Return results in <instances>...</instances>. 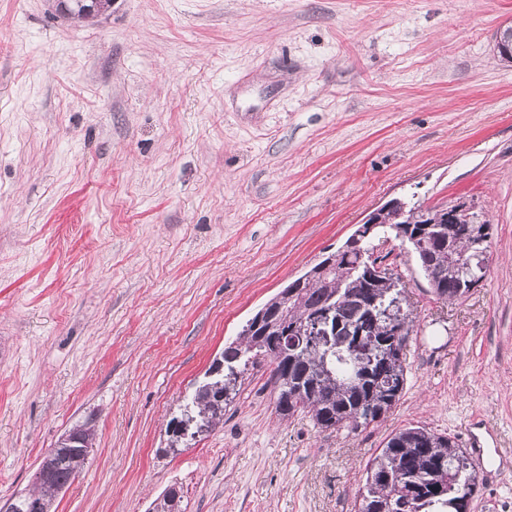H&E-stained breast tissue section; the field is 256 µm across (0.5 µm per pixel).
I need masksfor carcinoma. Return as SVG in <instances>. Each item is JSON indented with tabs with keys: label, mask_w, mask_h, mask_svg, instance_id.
I'll use <instances>...</instances> for the list:
<instances>
[{
	"label": "carcinoma",
	"mask_w": 512,
	"mask_h": 512,
	"mask_svg": "<svg viewBox=\"0 0 512 512\" xmlns=\"http://www.w3.org/2000/svg\"><path fill=\"white\" fill-rule=\"evenodd\" d=\"M111 5L99 0L89 12L87 0H57L56 12L82 18ZM423 216L420 206L381 212L372 234L350 236L267 300L263 316L253 315L224 347V378L196 387L180 416L170 420L171 443L183 441L187 416L209 432L224 423L214 404L222 400L228 408L249 368L264 362L271 367L267 384L282 420L304 415L321 432H356L384 419L405 388L414 319L401 274L388 255L374 254V242L394 236L408 243L429 287L446 302L479 286L468 262L489 248L487 223L471 224L460 213L449 225L427 224ZM390 319L400 335L387 331ZM301 328L311 333L299 344L272 349L273 341ZM75 478L68 465H58L52 484L17 495L16 512H43L55 488ZM476 490L477 477L455 440L411 426L390 435L369 462L360 512H470Z\"/></svg>",
	"instance_id": "1"
}]
</instances>
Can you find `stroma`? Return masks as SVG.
Listing matches in <instances>:
<instances>
[{
	"mask_svg": "<svg viewBox=\"0 0 512 512\" xmlns=\"http://www.w3.org/2000/svg\"><path fill=\"white\" fill-rule=\"evenodd\" d=\"M0 0V499L92 421L56 512H357L366 465L423 426L501 458L471 512H512V0H112L93 22ZM400 198L472 205L484 280L437 299L389 256L419 323L387 417L279 420L267 368L224 424L169 421L245 322ZM480 426L478 423L471 425L467 434V444L473 449L478 468L484 470L488 465V451H485L484 448L493 447L497 454H499V449L493 433L486 428L482 431L483 427Z\"/></svg>",
	"mask_w": 512,
	"mask_h": 512,
	"instance_id": "obj_1",
	"label": "stroma"
}]
</instances>
